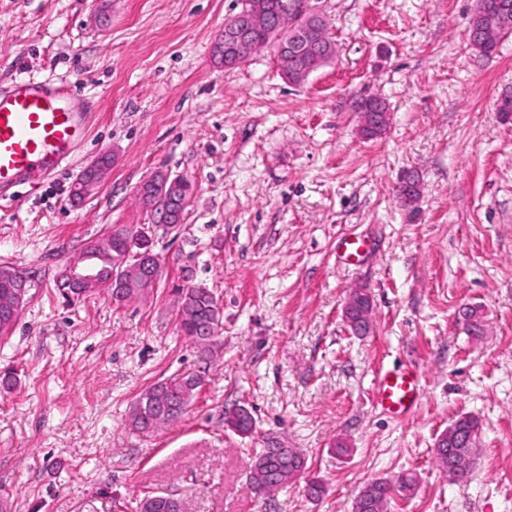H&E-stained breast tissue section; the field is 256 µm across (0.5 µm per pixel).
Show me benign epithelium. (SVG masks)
Masks as SVG:
<instances>
[{"label": "benign epithelium", "mask_w": 512, "mask_h": 512, "mask_svg": "<svg viewBox=\"0 0 512 512\" xmlns=\"http://www.w3.org/2000/svg\"><path fill=\"white\" fill-rule=\"evenodd\" d=\"M322 17L311 11L309 0H292L289 9L275 10L268 0H253L248 17L235 14L224 22V40L214 44L213 56L224 61V69L231 70L245 63L250 56L262 51H273L284 77L292 84L300 85L336 56L335 43L321 41ZM259 28L265 37L256 38L252 31ZM318 50L308 61V66L298 68L296 58L311 44ZM388 123V114L379 108H371L361 114L359 129L363 138L379 131ZM115 162L112 154L98 157L72 185L71 196L80 199L96 189L106 178ZM168 195L165 204L152 209L156 224L181 223L183 209L187 204L186 181L157 172L138 187V194L148 197L157 188ZM152 239L145 228L131 235L116 233L106 235L104 245L87 250L81 262L69 265L64 270L67 290L83 294L100 285L101 270L98 266L102 247L113 250L112 283L117 286H139L148 292L156 287L161 274L159 260L151 249ZM15 291L5 298L4 315H17L28 291V277L17 268L14 272Z\"/></svg>", "instance_id": "1"}]
</instances>
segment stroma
Here are the masks:
<instances>
[{
	"instance_id": "35a3bbf8",
	"label": "stroma",
	"mask_w": 512,
	"mask_h": 512,
	"mask_svg": "<svg viewBox=\"0 0 512 512\" xmlns=\"http://www.w3.org/2000/svg\"><path fill=\"white\" fill-rule=\"evenodd\" d=\"M335 59L301 85L270 52L228 71L212 54L240 0H0V87L71 77L94 125L74 163L0 206V266L29 300L0 335V504L6 512H137L151 492L183 512H351L369 481L410 475L388 512H512V34L469 42L476 0H311ZM382 99L384 134L361 139L356 104ZM118 160L90 195L71 187L100 153ZM164 171L191 182L180 224L153 223L136 188ZM421 183L415 209L396 194ZM147 227L163 274L115 305L65 300V266L113 225ZM374 242L339 265L336 242ZM207 287L222 329L202 356L177 325L176 286ZM372 299L370 331L343 320ZM480 308L482 335L461 312ZM416 366L412 417L371 403L380 369ZM192 373L179 421L133 430L141 393ZM247 407L250 434L224 424ZM479 423L463 485L434 458L457 419ZM345 443L347 455L333 447ZM296 448L303 478L269 496L246 482L256 452ZM323 483L317 499L306 482Z\"/></svg>"
}]
</instances>
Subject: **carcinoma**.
Instances as JSON below:
<instances>
[{
  "label": "carcinoma",
  "instance_id": "1",
  "mask_svg": "<svg viewBox=\"0 0 512 512\" xmlns=\"http://www.w3.org/2000/svg\"><path fill=\"white\" fill-rule=\"evenodd\" d=\"M504 34L472 17L469 29L470 45L478 52L488 54L495 50ZM397 194L402 204L414 208L420 194L419 179L409 174L399 184ZM464 319L468 333L477 336L482 329L479 308L469 307ZM212 321L214 332L221 326L220 308L206 288H186L179 292L178 322L184 335L195 338L198 329L206 321ZM200 387V379L182 374L167 378L146 390L156 396V407L151 417L146 418L136 410L131 413L132 426L138 431H148L159 424L172 423L182 418L186 411L177 410L185 403L192 405ZM224 424L240 435L253 430L251 413L245 407L224 412ZM478 423L463 417L448 426V447L434 449V456L442 470L456 482L467 481L474 468L472 453L464 441L453 442L456 434L477 437ZM307 465L306 458L296 448H263L256 455L248 477V489L255 495L271 494L293 482V473ZM394 488L388 479H376L366 483L352 502L351 512H384Z\"/></svg>",
  "mask_w": 512,
  "mask_h": 512
}]
</instances>
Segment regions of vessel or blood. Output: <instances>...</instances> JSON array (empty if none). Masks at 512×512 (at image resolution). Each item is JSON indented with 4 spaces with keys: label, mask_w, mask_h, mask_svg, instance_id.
Instances as JSON below:
<instances>
[{
    "label": "vessel or blood",
    "mask_w": 512,
    "mask_h": 512,
    "mask_svg": "<svg viewBox=\"0 0 512 512\" xmlns=\"http://www.w3.org/2000/svg\"><path fill=\"white\" fill-rule=\"evenodd\" d=\"M88 133V114L70 81L29 78L0 89V201L10 189H37L69 166ZM371 249L368 238L344 237L338 260L352 265ZM371 395L382 414L407 420L422 396L420 373L412 366L379 371Z\"/></svg>",
    "instance_id": "obj_1"
}]
</instances>
